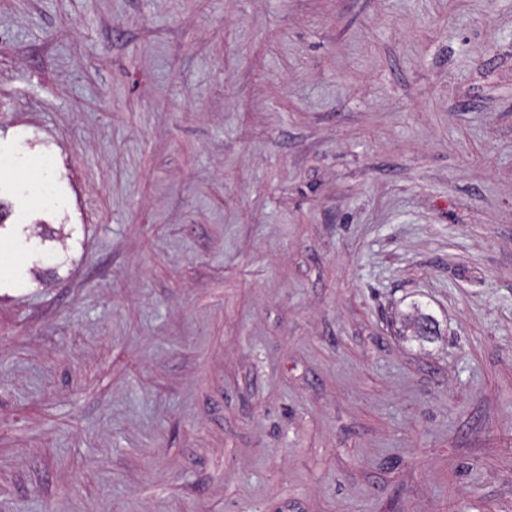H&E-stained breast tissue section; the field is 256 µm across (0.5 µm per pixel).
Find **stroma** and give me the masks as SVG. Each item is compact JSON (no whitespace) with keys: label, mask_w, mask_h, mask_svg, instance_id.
I'll return each mask as SVG.
<instances>
[{"label":"stroma","mask_w":512,"mask_h":512,"mask_svg":"<svg viewBox=\"0 0 512 512\" xmlns=\"http://www.w3.org/2000/svg\"><path fill=\"white\" fill-rule=\"evenodd\" d=\"M1 154L0 512H512V0H0ZM414 312L407 316L404 329L411 330L412 336L420 340H429L437 334L435 319L429 313H425L416 305L413 306Z\"/></svg>","instance_id":"stroma-1"}]
</instances>
